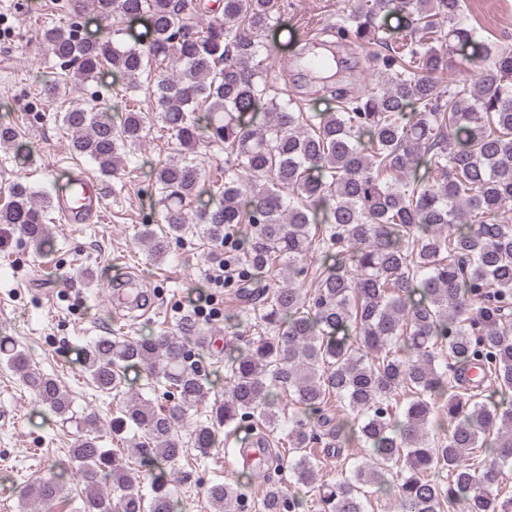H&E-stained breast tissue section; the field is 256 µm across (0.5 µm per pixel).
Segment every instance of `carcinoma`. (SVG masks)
Here are the masks:
<instances>
[{
    "label": "carcinoma",
    "instance_id": "carcinoma-1",
    "mask_svg": "<svg viewBox=\"0 0 512 512\" xmlns=\"http://www.w3.org/2000/svg\"><path fill=\"white\" fill-rule=\"evenodd\" d=\"M101 21L146 19L144 47L80 38L46 26L41 41L83 83L106 69L125 104L61 112L73 149L117 177L126 150L152 117L130 106L145 86L175 152L152 170L165 227L142 225L149 255L197 234L224 247L236 271L237 328L260 329L224 347V400L194 422L177 424L214 391L201 368L214 356L193 313L178 335L93 337L81 363L92 386L120 394L127 369L147 371V386L177 399L158 413L150 400L126 399L112 431L129 438L130 467L101 446L97 420L58 469L22 499L42 505L83 485L78 512H177L173 489L186 444L205 458L220 434L242 426L260 435L285 430L288 456L268 453L273 474L260 512H370L391 497L399 512H512V49L479 40L480 24L462 0H359L341 24L315 42L347 43L366 54L370 83L352 92L331 81L343 61L303 57L305 70L336 101L310 113L271 96L256 58L265 49L277 0H222L221 13L192 27L187 0H91ZM396 14L392 34L382 18ZM471 81L444 88L448 56L467 49ZM224 149L217 198L186 220L200 194V146ZM52 195L26 183L8 188L0 224L20 231L40 253ZM0 363L31 386L38 402L64 419L68 394L32 371L22 350L0 336ZM288 399L290 411L281 408ZM343 414L331 413V406ZM356 447L360 457L334 481L319 478L314 449ZM308 489L288 494L273 478ZM112 492L99 490L101 476ZM245 486L215 483L203 512H237Z\"/></svg>",
    "mask_w": 512,
    "mask_h": 512
}]
</instances>
